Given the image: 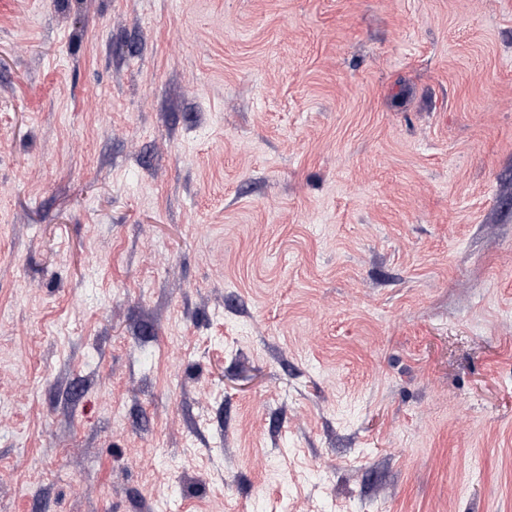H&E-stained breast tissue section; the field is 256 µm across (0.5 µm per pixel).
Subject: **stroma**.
Listing matches in <instances>:
<instances>
[{"mask_svg":"<svg viewBox=\"0 0 512 512\" xmlns=\"http://www.w3.org/2000/svg\"><path fill=\"white\" fill-rule=\"evenodd\" d=\"M0 512H512V0H0Z\"/></svg>","mask_w":512,"mask_h":512,"instance_id":"stroma-1","label":"stroma"}]
</instances>
